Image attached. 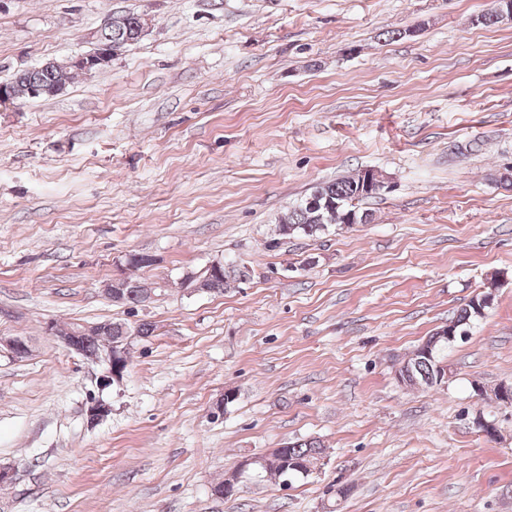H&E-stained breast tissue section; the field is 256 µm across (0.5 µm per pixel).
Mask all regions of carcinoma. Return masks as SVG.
<instances>
[{
    "mask_svg": "<svg viewBox=\"0 0 512 512\" xmlns=\"http://www.w3.org/2000/svg\"><path fill=\"white\" fill-rule=\"evenodd\" d=\"M144 25L142 17L129 12L112 17V29L105 31V34L112 38V43L124 49L139 41V32ZM72 74L73 70L64 67L42 70L29 68L14 73L7 83L17 87L27 84L40 86L47 89L43 97L49 98L55 87L66 86ZM310 197L316 200V205L312 206L304 199L288 209V213L280 219V235L313 237L327 230L331 224L346 223L351 214L355 215L361 224L368 223L370 219V214L358 208L359 202L366 199L367 195L360 191L356 174L320 184L311 192ZM235 275V267L223 269L220 275L207 284V292H224V286ZM126 281L128 286L122 292L121 302L135 306L144 303L145 289L140 287L141 281L129 277ZM479 318L481 315L470 302L457 314L455 322L458 329L464 330ZM152 333L153 327L147 323L133 329L125 323L106 321L89 327L88 333L78 337L75 345L82 351L83 356L88 357L114 345L125 347L132 337H148ZM409 366L414 378L420 382L429 381L435 374V362L426 364L420 361L416 354L410 358ZM282 451L289 460L302 466L306 462L318 459L323 453V448L316 439H302L286 444Z\"/></svg>",
    "mask_w": 512,
    "mask_h": 512,
    "instance_id": "obj_1",
    "label": "carcinoma"
}]
</instances>
